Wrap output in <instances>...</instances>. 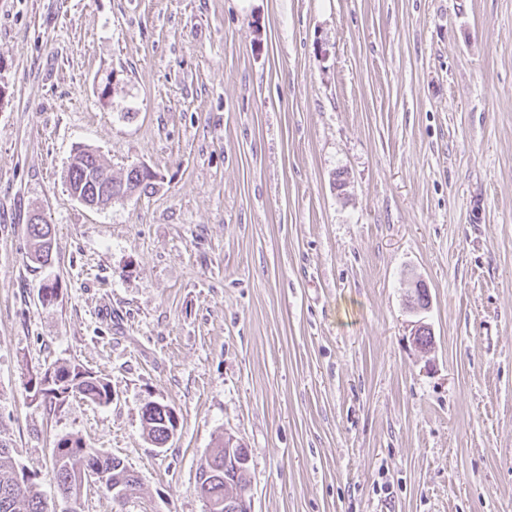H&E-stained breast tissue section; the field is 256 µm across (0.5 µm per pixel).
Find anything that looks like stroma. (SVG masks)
<instances>
[{
    "instance_id": "stroma-1",
    "label": "stroma",
    "mask_w": 512,
    "mask_h": 512,
    "mask_svg": "<svg viewBox=\"0 0 512 512\" xmlns=\"http://www.w3.org/2000/svg\"><path fill=\"white\" fill-rule=\"evenodd\" d=\"M83 146L153 189L86 207ZM227 433L254 512H512V0H0V437L51 512L74 437L141 479L83 512H207ZM36 215L34 214L30 219L28 225V234L32 246V258L42 264H47L50 261L52 248V224H39L36 222ZM40 383L46 386L42 393L50 400L64 402L70 394L76 393L100 405L112 402L110 382L80 365L48 368ZM175 411L172 407L158 402H148L142 407L141 417L149 440L162 448L171 438L174 430ZM170 437V438H169Z\"/></svg>"
}]
</instances>
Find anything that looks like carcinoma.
I'll return each mask as SVG.
<instances>
[{
  "label": "carcinoma",
  "mask_w": 512,
  "mask_h": 512,
  "mask_svg": "<svg viewBox=\"0 0 512 512\" xmlns=\"http://www.w3.org/2000/svg\"><path fill=\"white\" fill-rule=\"evenodd\" d=\"M105 169L100 155L91 148L80 150L67 171L70 192L82 195L102 191L96 182L98 171ZM154 176L133 166L121 177H111L112 200L125 198L127 192H146L154 186ZM28 234L32 258L42 264L50 261L52 225L39 224L30 219ZM43 394L51 400L63 402L73 394L90 401L108 405L112 403L110 382L80 365L59 366L45 371L41 377ZM142 422L149 440L158 448L164 447L174 430L175 411L172 407L148 402L142 407ZM52 478L64 500L72 503V512H81V492L88 477H101L98 489L123 501L140 486L121 461L108 452L87 447L79 438L60 440L52 454ZM201 495L208 498L209 512H224V444L220 443L201 457L196 472ZM0 512H51L38 485L17 467L12 449L0 442Z\"/></svg>",
  "instance_id": "1"
}]
</instances>
